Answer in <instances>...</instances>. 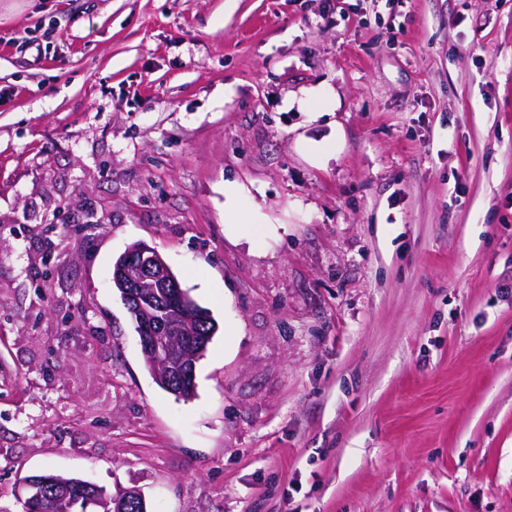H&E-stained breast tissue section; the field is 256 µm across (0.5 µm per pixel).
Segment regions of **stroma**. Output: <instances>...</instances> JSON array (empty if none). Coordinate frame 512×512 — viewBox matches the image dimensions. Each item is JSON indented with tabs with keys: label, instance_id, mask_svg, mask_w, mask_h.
<instances>
[{
	"label": "stroma",
	"instance_id": "35a3bbf8",
	"mask_svg": "<svg viewBox=\"0 0 512 512\" xmlns=\"http://www.w3.org/2000/svg\"><path fill=\"white\" fill-rule=\"evenodd\" d=\"M135 242L216 323L191 399L112 286ZM46 471L512 512V0H0V512Z\"/></svg>",
	"mask_w": 512,
	"mask_h": 512
}]
</instances>
